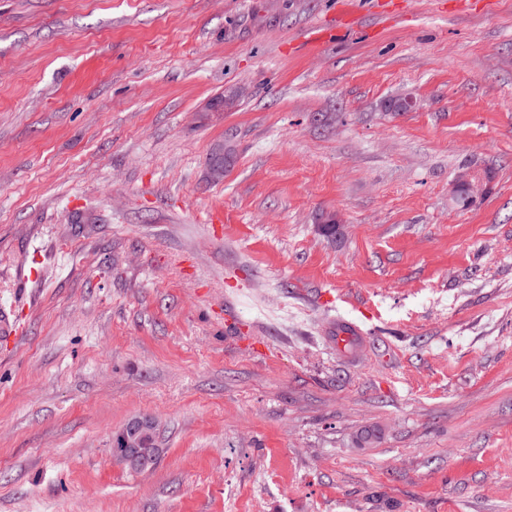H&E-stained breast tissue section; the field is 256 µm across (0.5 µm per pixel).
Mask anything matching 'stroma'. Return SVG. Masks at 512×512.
Returning a JSON list of instances; mask_svg holds the SVG:
<instances>
[{
	"label": "stroma",
	"mask_w": 512,
	"mask_h": 512,
	"mask_svg": "<svg viewBox=\"0 0 512 512\" xmlns=\"http://www.w3.org/2000/svg\"><path fill=\"white\" fill-rule=\"evenodd\" d=\"M0 311V512H512V0H0ZM358 336H360L359 340ZM360 326L351 321L340 318L336 323V344L345 354L355 352L366 340ZM348 344H350L348 346ZM114 448H120L119 453L127 467L142 471L147 469L153 459L159 456V432L151 417H139L128 422L124 429L117 434ZM120 461L121 457L113 452ZM123 462V461H122Z\"/></svg>",
	"instance_id": "obj_1"
}]
</instances>
